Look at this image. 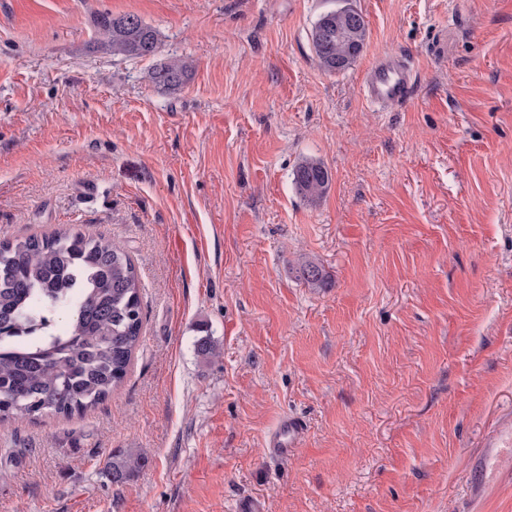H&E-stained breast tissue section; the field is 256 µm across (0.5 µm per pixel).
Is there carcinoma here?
<instances>
[{
  "label": "carcinoma",
  "mask_w": 512,
  "mask_h": 512,
  "mask_svg": "<svg viewBox=\"0 0 512 512\" xmlns=\"http://www.w3.org/2000/svg\"><path fill=\"white\" fill-rule=\"evenodd\" d=\"M353 11L342 6L320 14L327 18L326 35L312 26L313 50L327 72H336V32L353 42L342 69L363 50L367 28L350 26ZM96 27L107 54L134 59L158 52V32L136 15L102 13ZM190 70V63L173 59L157 64L151 79L174 90ZM330 182L331 172L319 161L305 160L293 172L294 188L307 200L322 196ZM298 273L312 285L327 279L306 259L298 262ZM58 314L68 319L63 335L49 327ZM141 329V282L119 244L80 231L1 241L0 421L69 418L96 407L124 382ZM141 461L132 453L112 455V482L125 480Z\"/></svg>",
  "instance_id": "1"
}]
</instances>
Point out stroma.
I'll use <instances>...</instances> for the list:
<instances>
[{
    "label": "stroma",
    "instance_id": "stroma-1",
    "mask_svg": "<svg viewBox=\"0 0 512 512\" xmlns=\"http://www.w3.org/2000/svg\"><path fill=\"white\" fill-rule=\"evenodd\" d=\"M351 2L365 45L329 73L310 30L340 0H0V238L119 242L143 308L106 401L0 426V512H512V451L473 487L512 430V0ZM103 12L157 56L103 53ZM389 54L415 80L383 109ZM288 417L302 442L266 457ZM119 451L143 461L116 484ZM412 79L413 70L407 58L382 57L368 68L363 89L369 101L388 107L407 97ZM191 68L190 63L181 59L160 62L152 70L151 79L159 88L174 90L183 84ZM331 182V172L321 162L306 160L293 172V184L296 192L304 199L314 200L322 196Z\"/></svg>",
    "mask_w": 512,
    "mask_h": 512
}]
</instances>
